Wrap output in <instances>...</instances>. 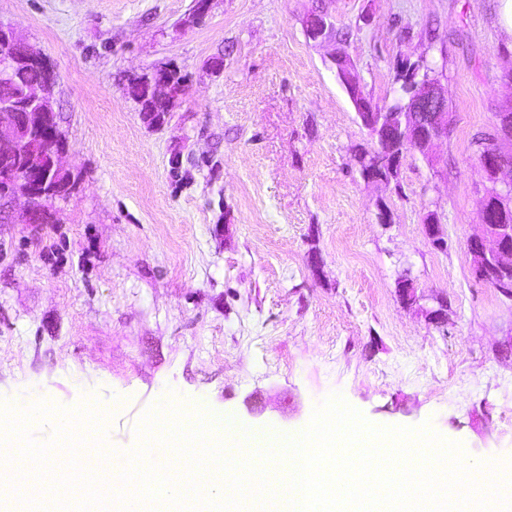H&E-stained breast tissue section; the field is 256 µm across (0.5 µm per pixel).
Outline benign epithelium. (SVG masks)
Masks as SVG:
<instances>
[{
    "label": "benign epithelium",
    "instance_id": "7a95c632",
    "mask_svg": "<svg viewBox=\"0 0 512 512\" xmlns=\"http://www.w3.org/2000/svg\"><path fill=\"white\" fill-rule=\"evenodd\" d=\"M332 30L326 17L313 14L306 25V35L313 41H323ZM46 62L9 25L0 24V89L12 81L20 60ZM337 76L353 102L362 125L376 141L371 169L362 173L367 181L385 182L386 175L399 169L410 153H419L429 164L437 161V147L448 140L453 125V113L448 111V99L442 93L433 69L424 63L403 62L397 81L409 90L407 110L379 112L360 95L358 82L349 74L352 66L344 53L334 58ZM151 93L158 99L181 96L169 78V68L151 71ZM55 82H38L25 90L26 103L32 108L23 112L21 104L0 99V206L5 208L18 198L25 199L22 218L28 224H41L46 213L44 202L57 197V185L48 181L51 171L63 170L61 158L64 138L57 113L52 106ZM512 119L506 117L498 125L493 149L478 157V166L488 183L485 198L492 199L500 211H512ZM467 247L473 258L475 273L489 280L493 287L512 288V225L492 224L486 212H481L480 233L470 237ZM403 301L413 306L419 297L412 279L401 277L396 285Z\"/></svg>",
    "mask_w": 512,
    "mask_h": 512
}]
</instances>
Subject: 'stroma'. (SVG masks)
Returning a JSON list of instances; mask_svg holds the SVG:
<instances>
[{"label": "stroma", "instance_id": "1", "mask_svg": "<svg viewBox=\"0 0 512 512\" xmlns=\"http://www.w3.org/2000/svg\"><path fill=\"white\" fill-rule=\"evenodd\" d=\"M0 0L51 63L70 194L0 214V400L94 402L132 448L168 394L246 429L300 432L329 394L378 426L431 423L473 461L512 460V299L479 280L477 138L512 108V0ZM335 33L309 40L310 14ZM372 105L432 63L453 127L429 166L365 181L373 151L333 56ZM178 68L163 127L129 76ZM437 213L446 248L425 236ZM413 279L419 308L396 282ZM448 300V326L424 315Z\"/></svg>", "mask_w": 512, "mask_h": 512}]
</instances>
